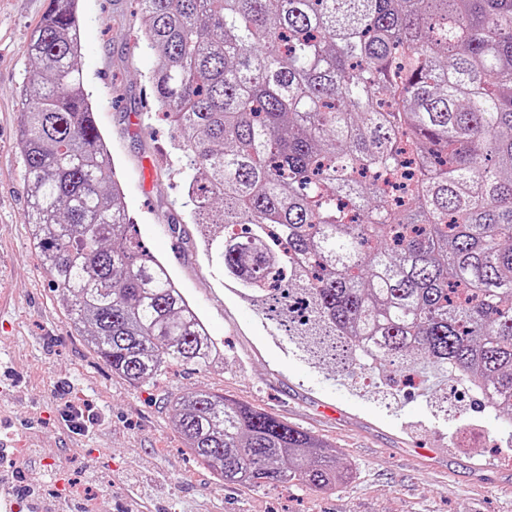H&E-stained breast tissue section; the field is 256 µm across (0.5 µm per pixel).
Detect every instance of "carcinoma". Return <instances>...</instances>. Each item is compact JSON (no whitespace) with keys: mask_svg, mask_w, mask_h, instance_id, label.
<instances>
[{"mask_svg":"<svg viewBox=\"0 0 512 512\" xmlns=\"http://www.w3.org/2000/svg\"><path fill=\"white\" fill-rule=\"evenodd\" d=\"M208 260L310 364L428 369L512 412V0H136ZM78 0L29 42L34 249L112 372L224 358L136 236L79 68ZM226 484L333 489L315 436L219 393L164 398Z\"/></svg>","mask_w":512,"mask_h":512,"instance_id":"1","label":"carcinoma"}]
</instances>
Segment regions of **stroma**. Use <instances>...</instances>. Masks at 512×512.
<instances>
[{
    "instance_id": "stroma-1",
    "label": "stroma",
    "mask_w": 512,
    "mask_h": 512,
    "mask_svg": "<svg viewBox=\"0 0 512 512\" xmlns=\"http://www.w3.org/2000/svg\"><path fill=\"white\" fill-rule=\"evenodd\" d=\"M49 0H0V434L43 503L67 512L90 496L95 512H512V415L440 412L439 381L418 389L389 371L339 376L313 367L271 335L208 262L186 204L183 164L149 76L157 58L134 48V0H80L79 64L118 171L123 204L151 254L165 262L219 343L206 371L167 369L151 386L112 372L73 331L31 244L24 160L17 148L27 47ZM221 393L324 440L349 465L345 485L218 482L174 431L163 398ZM90 414L73 428L74 409Z\"/></svg>"
}]
</instances>
